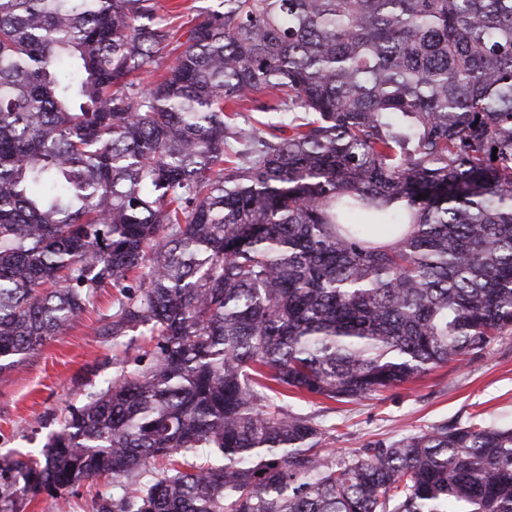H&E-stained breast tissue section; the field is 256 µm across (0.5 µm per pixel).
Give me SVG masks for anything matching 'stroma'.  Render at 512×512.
<instances>
[{"mask_svg":"<svg viewBox=\"0 0 512 512\" xmlns=\"http://www.w3.org/2000/svg\"><path fill=\"white\" fill-rule=\"evenodd\" d=\"M114 289H101L87 312L0 380V457L42 448L63 417L97 392L103 378L139 367L147 347L133 333L113 345ZM289 409L315 415L331 447L351 453L392 443L432 426L484 420L512 426V334L483 354L439 366L369 398L311 404L290 397Z\"/></svg>","mask_w":512,"mask_h":512,"instance_id":"obj_1","label":"stroma"}]
</instances>
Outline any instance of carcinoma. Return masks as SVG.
<instances>
[{
	"instance_id": "cac0c4a2",
	"label": "carcinoma",
	"mask_w": 512,
	"mask_h": 512,
	"mask_svg": "<svg viewBox=\"0 0 512 512\" xmlns=\"http://www.w3.org/2000/svg\"><path fill=\"white\" fill-rule=\"evenodd\" d=\"M109 287L149 363L0 461V512H512V427L346 457L282 404L512 333V0H0V375ZM159 14L165 17L172 26L178 27L191 18L192 11L186 8L194 5L216 4L215 0H157ZM189 14V15H188ZM112 492V479L100 478L75 487L68 496L66 511H56L55 507H60L59 499L43 492L27 505L24 512H98L103 500H112Z\"/></svg>"
}]
</instances>
